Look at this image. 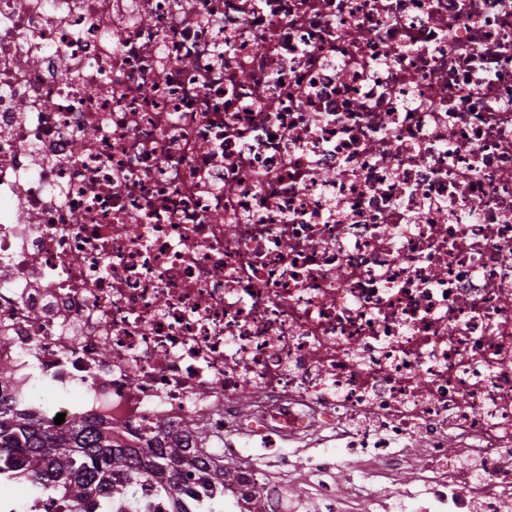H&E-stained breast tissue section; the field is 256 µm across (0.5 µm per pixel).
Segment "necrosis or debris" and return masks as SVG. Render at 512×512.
Instances as JSON below:
<instances>
[{"label":"necrosis or debris","mask_w":512,"mask_h":512,"mask_svg":"<svg viewBox=\"0 0 512 512\" xmlns=\"http://www.w3.org/2000/svg\"><path fill=\"white\" fill-rule=\"evenodd\" d=\"M1 363L49 421L201 417L224 512H341V468L501 512L512 0H0ZM310 450L301 451L297 454V463L294 466H288V473L284 477L274 475L276 480L280 481L284 490L288 489V497H292L298 492L307 480V469L305 459L310 454Z\"/></svg>","instance_id":"1"}]
</instances>
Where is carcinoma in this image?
<instances>
[{"mask_svg":"<svg viewBox=\"0 0 512 512\" xmlns=\"http://www.w3.org/2000/svg\"><path fill=\"white\" fill-rule=\"evenodd\" d=\"M11 369L0 365V480L23 483L39 492L29 512H40L57 499L67 512H91L88 499L97 497L96 512H114L112 502L127 497L133 486L153 485L170 512H217L224 503V457L202 462L200 488L189 483L185 464L200 458L190 446L199 421L175 430L166 423L151 432L114 431L101 419L73 416L63 425L16 407L9 386Z\"/></svg>","mask_w":512,"mask_h":512,"instance_id":"obj_1","label":"carcinoma"}]
</instances>
